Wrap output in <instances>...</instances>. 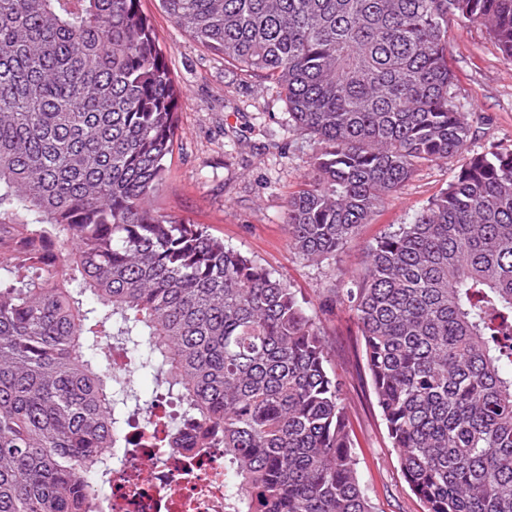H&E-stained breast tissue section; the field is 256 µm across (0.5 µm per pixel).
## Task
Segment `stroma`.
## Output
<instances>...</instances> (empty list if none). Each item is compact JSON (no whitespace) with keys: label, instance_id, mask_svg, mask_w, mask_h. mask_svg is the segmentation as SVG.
<instances>
[{"label":"stroma","instance_id":"1","mask_svg":"<svg viewBox=\"0 0 512 512\" xmlns=\"http://www.w3.org/2000/svg\"><path fill=\"white\" fill-rule=\"evenodd\" d=\"M141 9L181 91L178 130L156 207L205 225L297 289L319 320L329 369L343 385L359 479L375 512H423L376 405L355 317L336 304L334 290L361 272L369 245L408 223L446 188L467 155L419 167L336 260L307 262L288 245L284 210L310 170L313 148L289 128L283 101L269 82L242 74L190 40L157 0H141ZM448 62L455 94L469 114L473 150H512V62L503 59L484 25L456 18L448 21Z\"/></svg>","mask_w":512,"mask_h":512}]
</instances>
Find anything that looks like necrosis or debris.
Here are the masks:
<instances>
[{"mask_svg": "<svg viewBox=\"0 0 512 512\" xmlns=\"http://www.w3.org/2000/svg\"><path fill=\"white\" fill-rule=\"evenodd\" d=\"M92 512H225L224 451L115 449Z\"/></svg>", "mask_w": 512, "mask_h": 512, "instance_id": "4bbe7bcc", "label": "necrosis or debris"}]
</instances>
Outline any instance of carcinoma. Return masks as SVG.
Returning a JSON list of instances; mask_svg holds the SVG:
<instances>
[{
	"mask_svg": "<svg viewBox=\"0 0 512 512\" xmlns=\"http://www.w3.org/2000/svg\"><path fill=\"white\" fill-rule=\"evenodd\" d=\"M273 82L315 145L289 247L321 264L424 165L469 150L448 16L512 61V0H159ZM179 92L141 0H0V512H90L151 372L229 512H374L320 326L280 275L157 211ZM425 512H512V150L472 154L336 290ZM132 364L114 373L112 337Z\"/></svg>",
	"mask_w": 512,
	"mask_h": 512,
	"instance_id": "cac0c4a2",
	"label": "carcinoma"
}]
</instances>
